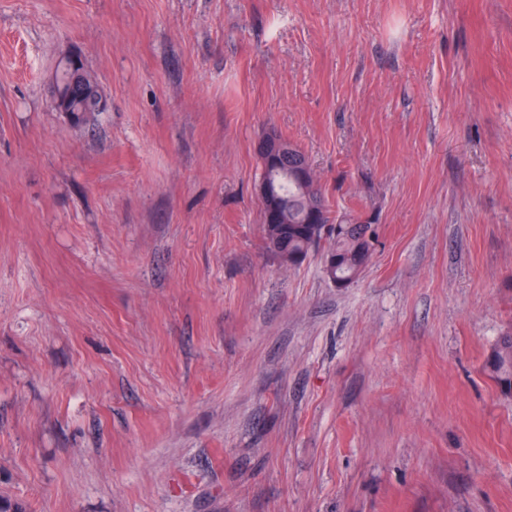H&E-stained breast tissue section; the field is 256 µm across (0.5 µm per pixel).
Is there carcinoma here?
<instances>
[{"label":"carcinoma","instance_id":"1","mask_svg":"<svg viewBox=\"0 0 512 512\" xmlns=\"http://www.w3.org/2000/svg\"><path fill=\"white\" fill-rule=\"evenodd\" d=\"M314 180L306 183L293 176L282 177L276 187L280 202L281 221L274 228L267 226L268 216H263L266 244L268 251L276 258L290 265L305 260L310 251L321 243H326L325 254L336 256V267L326 269L328 277L340 280L355 279L359 268L368 263L371 255L364 248L361 234L370 228L373 222L362 220V214L345 213L336 217L338 225H349L347 232L335 231V225L329 224V217L323 218V225L314 228L307 223L309 196L308 188ZM329 226L323 232V226ZM488 368L493 373L498 385L506 393L512 392V333L500 338L488 359Z\"/></svg>","mask_w":512,"mask_h":512}]
</instances>
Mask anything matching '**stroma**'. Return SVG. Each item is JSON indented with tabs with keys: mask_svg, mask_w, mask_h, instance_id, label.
Returning <instances> with one entry per match:
<instances>
[{
	"mask_svg": "<svg viewBox=\"0 0 512 512\" xmlns=\"http://www.w3.org/2000/svg\"><path fill=\"white\" fill-rule=\"evenodd\" d=\"M269 132L374 217L347 287L267 251ZM510 330L512 0H0V499L512 512ZM83 70L81 58L77 55H72L64 60L63 72L60 75L54 76L56 85L55 100L58 111L94 112V109L88 103V99L77 92H74V95L69 100L72 90L78 85ZM68 100L70 109L67 107ZM488 368L506 393L512 392V333L502 336L488 359Z\"/></svg>",
	"mask_w": 512,
	"mask_h": 512,
	"instance_id": "35a3bbf8",
	"label": "stroma"
}]
</instances>
